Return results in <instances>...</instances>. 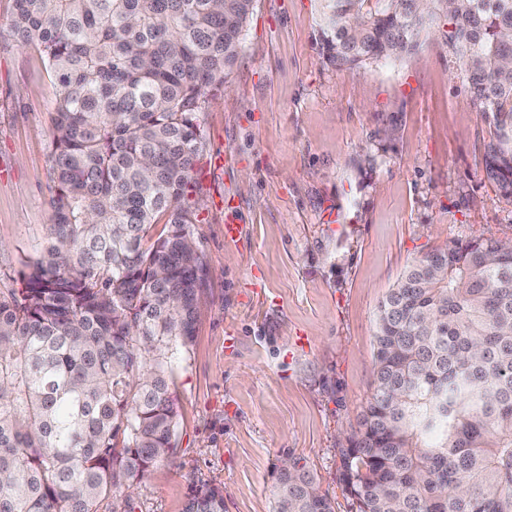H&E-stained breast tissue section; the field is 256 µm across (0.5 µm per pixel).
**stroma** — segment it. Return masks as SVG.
<instances>
[{
  "instance_id": "35a3bbf8",
  "label": "stroma",
  "mask_w": 512,
  "mask_h": 512,
  "mask_svg": "<svg viewBox=\"0 0 512 512\" xmlns=\"http://www.w3.org/2000/svg\"><path fill=\"white\" fill-rule=\"evenodd\" d=\"M12 11L0 0V289L15 287L51 219L56 109ZM319 27L320 0H256L224 88L206 99L189 195L206 302L173 374L174 453L134 492V512H182L202 482L223 485L224 512H273L291 455L335 512H353L339 450L371 394L380 301L428 251L512 239L447 20L405 57L351 72L323 61Z\"/></svg>"
}]
</instances>
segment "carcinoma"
I'll return each instance as SVG.
<instances>
[{"label":"carcinoma","mask_w":512,"mask_h":512,"mask_svg":"<svg viewBox=\"0 0 512 512\" xmlns=\"http://www.w3.org/2000/svg\"><path fill=\"white\" fill-rule=\"evenodd\" d=\"M340 70L397 58L445 16L493 127L484 173L512 200V0H320ZM251 0H14L11 28L56 88L51 224L0 290V512H99L173 453L174 369L206 267L188 196L199 115ZM166 218L157 235L152 231ZM374 380L339 449L355 512H512V254L475 238L408 266L376 314ZM183 512H224L204 484ZM274 512H334L288 458Z\"/></svg>","instance_id":"obj_1"}]
</instances>
